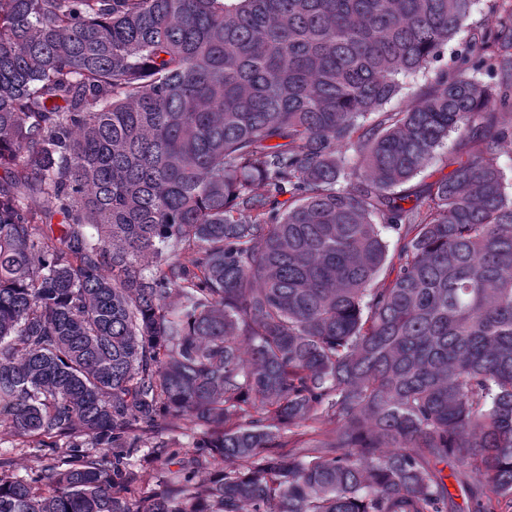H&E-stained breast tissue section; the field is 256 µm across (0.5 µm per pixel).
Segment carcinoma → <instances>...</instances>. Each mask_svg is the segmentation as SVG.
Masks as SVG:
<instances>
[{
  "instance_id": "carcinoma-1",
  "label": "carcinoma",
  "mask_w": 512,
  "mask_h": 512,
  "mask_svg": "<svg viewBox=\"0 0 512 512\" xmlns=\"http://www.w3.org/2000/svg\"><path fill=\"white\" fill-rule=\"evenodd\" d=\"M476 2L0 0V512H512V3L406 84ZM467 34V32H464L457 39L449 42L448 45L443 48L439 61L434 63L431 70L424 74L419 73L414 78H410V82L416 86L423 85L424 83L427 82L428 79L434 77L437 71L441 69H446L448 67V64H451V59L454 57L457 50L459 49V43L461 42L462 39L466 38ZM457 149L456 135L451 134L443 146L437 150L434 159L426 171L416 178L413 184L420 182L422 179L430 182L447 175L453 169V166H448V158L452 157ZM197 431L193 432L186 429V425L180 423V428L171 427L169 425H162L157 429L156 433L151 435L152 438L148 440V447L139 448V451L130 459L131 467L141 476V482L138 487L141 492L137 490L136 497H141L142 492L149 491L154 487L156 480L163 479L169 472L178 469V465L171 464L173 458L190 457L195 454V448H192L194 435ZM169 445L168 452L177 451L175 457L170 458L168 454H160V448L164 445ZM0 453L6 454L7 456H13L15 459H21L27 470L30 468L36 469L41 464L49 462V460L43 456L44 451L41 452L37 448L23 446L22 443H19V441L14 440L9 436H2V439L0 440Z\"/></svg>"
}]
</instances>
